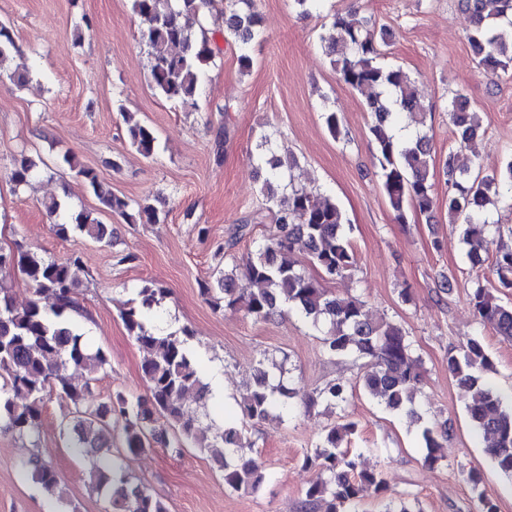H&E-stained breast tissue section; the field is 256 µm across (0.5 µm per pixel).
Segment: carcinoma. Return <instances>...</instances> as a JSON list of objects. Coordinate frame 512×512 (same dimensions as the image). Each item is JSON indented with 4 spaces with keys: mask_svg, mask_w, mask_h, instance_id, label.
I'll return each mask as SVG.
<instances>
[{
    "mask_svg": "<svg viewBox=\"0 0 512 512\" xmlns=\"http://www.w3.org/2000/svg\"><path fill=\"white\" fill-rule=\"evenodd\" d=\"M473 23L468 41L477 64L496 76L512 65V0H459ZM213 0H132V10L140 19L141 36L150 48V83L170 101L189 105L199 92L201 72L221 53L208 35L205 9ZM260 24L257 0H226L224 40L240 48L239 70L247 74L252 57L243 50L255 36ZM334 37L325 53L339 79L358 92L371 115L369 132L380 167L384 197L399 224L407 223L408 213L430 214L435 205L436 160L432 142L423 130L425 123L411 76L400 67L386 68L379 63L382 47L392 34L375 29L358 12L333 18ZM17 46L8 26L0 23V65ZM407 113L415 130L406 138L397 136L395 126ZM449 119L457 141L465 144L476 139L482 129L479 113L467 94L457 91L448 105ZM130 144L142 155L152 156L157 147L154 129L125 114ZM324 123L330 135L343 134L340 113L328 110ZM271 140L260 135L257 168L264 171L261 192L273 214L276 233L258 244L254 253L229 270L217 272L215 280L201 285V292L214 307L223 304L239 307L255 321H265L290 306L312 326L323 331L322 350L329 357L353 355L366 360L360 377L363 390L386 409L405 413L420 421L414 408L423 381L419 358L403 327L393 321L375 320L365 302L352 294L338 295L324 288L322 281L350 275L358 264L351 242L350 225L341 208L329 196H314L304 189L281 191L284 170L296 160L284 159L270 149ZM75 175L91 189L98 201L95 211L81 210L67 222L53 225L57 236L67 238L80 233L94 242L112 245V225L99 220L101 213L121 217L128 224H159L160 211L145 200H132L112 191L91 168L68 161ZM35 163L23 158L8 173L19 189L29 185ZM448 186V215L463 218L467 256L474 264L482 262L489 250V209L503 199L502 191L512 194V159L503 170L492 175H473L461 166L456 155L448 153L443 162ZM303 241L310 260L320 268L321 278L306 274L294 258L297 242ZM81 257L64 261L49 260L22 244L5 252L0 250V432L20 438L38 433L45 396L53 392L71 407L66 423L69 446L77 453L106 455L104 465L92 477V488L110 495L114 512H167L164 503L151 491L130 480L124 459L112 454V419L123 421L122 435L126 451L132 455L154 446L178 453L184 448L208 450L222 472L224 485L234 491H254L263 476L246 458L249 443L241 429L221 427L185 415L188 394L201 402L212 395L202 381L206 367L193 348L192 334L163 333L151 325L153 309L164 288L145 285L137 298L127 302L120 317L127 331L146 352L142 372L146 390L127 395L117 392L105 402H91L89 384L74 385L69 369L84 372L89 379L108 365L101 348L89 349L71 312L78 308L75 271ZM494 271L500 287L512 288V247L500 245L495 251ZM21 276L37 296L49 295L53 305L46 309L36 300L24 307L14 304L7 278ZM470 304L482 324L490 325L503 339L512 342V305L503 303L490 289L477 285ZM492 368L482 342L471 338L461 356L448 357V373L469 393L467 411L473 425L483 433L485 448L504 474L512 477V408L503 406L500 396L486 386L480 373ZM349 385L330 380L309 398L329 405L347 402ZM293 392L282 383H273V375L258 369L243 393L238 406L244 419L261 422L273 412L290 411ZM352 422L331 427L314 451L305 456V465L315 469L302 501V512L316 507L322 512H340L347 503L379 496L387 491L383 474L357 470L354 458L343 448L354 434ZM450 428L425 425L421 438L426 449L425 465L433 467L441 456L438 448ZM34 480L53 493L60 486L56 469L36 455L27 461ZM466 480L477 493L480 512H498L496 501L482 488L480 470L470 469Z\"/></svg>",
    "mask_w": 512,
    "mask_h": 512,
    "instance_id": "cac0c4a2",
    "label": "carcinoma"
}]
</instances>
